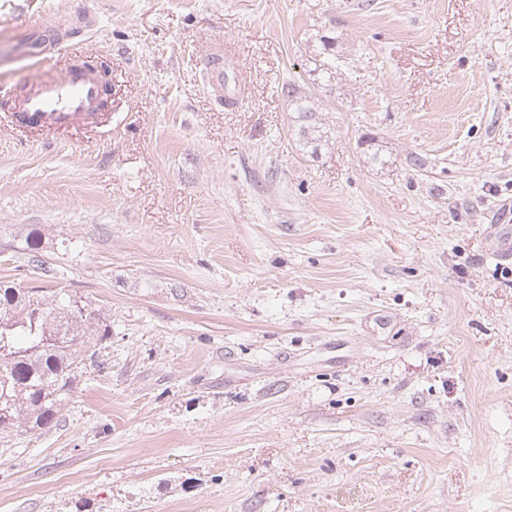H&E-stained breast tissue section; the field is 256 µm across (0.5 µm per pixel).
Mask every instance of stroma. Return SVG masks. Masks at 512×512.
I'll use <instances>...</instances> for the list:
<instances>
[{
  "label": "stroma",
  "mask_w": 512,
  "mask_h": 512,
  "mask_svg": "<svg viewBox=\"0 0 512 512\" xmlns=\"http://www.w3.org/2000/svg\"><path fill=\"white\" fill-rule=\"evenodd\" d=\"M51 20L112 93L0 120V281L112 333L0 438V512H512V0H0V110L60 76L11 52ZM204 88L217 101H223L225 108L235 107L237 99L224 100V47L221 45L213 47L207 59ZM286 88L288 98H291V105L293 106L295 121L298 124V131L300 137H302V148L303 150L306 149V152H309L312 157L316 156L323 146V141L325 143L328 142V139H324L327 137V135H324L327 134V131L325 132L320 129L321 126H317L318 123L315 120L316 103L312 97L299 91L295 86L290 84Z\"/></svg>",
  "instance_id": "obj_1"
}]
</instances>
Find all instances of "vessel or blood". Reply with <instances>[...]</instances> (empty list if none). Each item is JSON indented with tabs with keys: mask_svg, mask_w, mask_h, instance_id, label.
I'll list each match as a JSON object with an SVG mask.
<instances>
[{
	"mask_svg": "<svg viewBox=\"0 0 512 512\" xmlns=\"http://www.w3.org/2000/svg\"><path fill=\"white\" fill-rule=\"evenodd\" d=\"M58 49L59 43L49 26L23 41V52L30 59H45ZM204 88L216 100L222 101L225 108L235 107V99L224 95L223 46L213 47L210 52ZM100 99L101 83L96 73L89 67L70 62L58 79L31 87L20 97L16 109L19 115L34 122L36 129H61L95 112Z\"/></svg>",
	"mask_w": 512,
	"mask_h": 512,
	"instance_id": "1",
	"label": "vessel or blood"
}]
</instances>
